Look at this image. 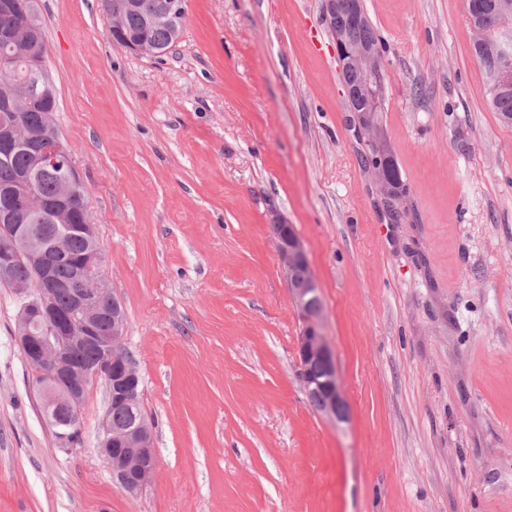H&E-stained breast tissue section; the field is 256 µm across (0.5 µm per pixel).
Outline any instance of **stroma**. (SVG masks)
I'll return each instance as SVG.
<instances>
[{
	"label": "stroma",
	"instance_id": "stroma-1",
	"mask_svg": "<svg viewBox=\"0 0 512 512\" xmlns=\"http://www.w3.org/2000/svg\"><path fill=\"white\" fill-rule=\"evenodd\" d=\"M364 5L403 224L360 164L323 0H185L159 58L113 43L98 0H39L156 467L133 495L114 479L99 378L60 447L0 284V512H512V126L466 0ZM278 221L319 285L339 425L296 376Z\"/></svg>",
	"mask_w": 512,
	"mask_h": 512
}]
</instances>
